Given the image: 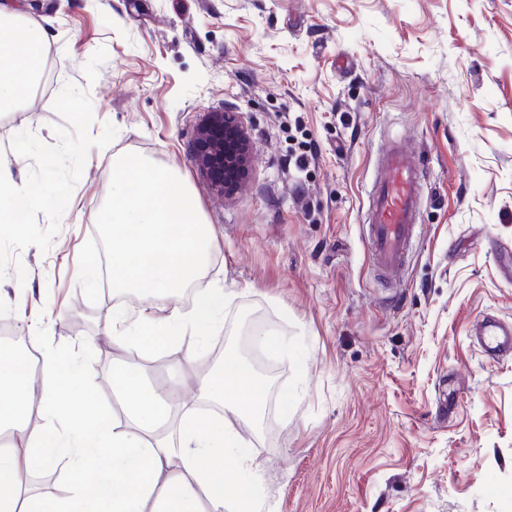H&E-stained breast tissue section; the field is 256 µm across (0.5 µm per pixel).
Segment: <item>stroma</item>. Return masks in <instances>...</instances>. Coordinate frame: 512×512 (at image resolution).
Returning <instances> with one entry per match:
<instances>
[{"instance_id":"stroma-1","label":"stroma","mask_w":512,"mask_h":512,"mask_svg":"<svg viewBox=\"0 0 512 512\" xmlns=\"http://www.w3.org/2000/svg\"><path fill=\"white\" fill-rule=\"evenodd\" d=\"M35 26L44 86L0 110V157L25 183L11 140L52 144L65 83L88 92L91 149L48 251L25 248V283L0 280V320L40 325L84 359L83 386L124 428L112 372L147 366L171 422L196 399L195 368L248 333L269 359L259 416L237 424L267 512H512V356L487 359L469 328L512 322V0H0ZM211 112L251 141L241 188L212 192L193 156ZM421 151L424 199L403 278L375 275L363 216L375 156ZM133 152L176 172L216 243L196 289L234 298L203 349L131 348L105 332L121 295L89 303L78 254L95 233L112 167ZM308 154L305 169L295 158ZM287 341L269 356L261 334ZM456 407L439 420L436 403Z\"/></svg>"}]
</instances>
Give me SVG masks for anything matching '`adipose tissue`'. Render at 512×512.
Returning <instances> with one entry per match:
<instances>
[{
  "instance_id": "obj_1",
  "label": "adipose tissue",
  "mask_w": 512,
  "mask_h": 512,
  "mask_svg": "<svg viewBox=\"0 0 512 512\" xmlns=\"http://www.w3.org/2000/svg\"><path fill=\"white\" fill-rule=\"evenodd\" d=\"M0 108L10 107L32 89L40 67V39L35 27L0 16ZM232 299L212 288L197 296L191 308H169L165 315L112 312L113 337L129 345L167 349L184 341L202 343L206 331ZM75 357L46 350L26 356L0 346V512H262L260 502L243 491L259 474L230 424L202 417L196 404L186 403L176 429H169L168 404L162 389L147 385L139 365L117 370L116 394L139 429L129 436L117 429L92 395L63 389L60 380L77 382ZM42 394H35V385ZM201 398L247 415L262 405V387L251 367L228 357L197 379ZM38 402L45 418L43 431L15 441L23 432L24 410ZM236 455L237 473L226 478L216 464ZM182 470L169 472L172 461ZM66 466L72 480L66 496L34 493L29 471L35 466Z\"/></svg>"
}]
</instances>
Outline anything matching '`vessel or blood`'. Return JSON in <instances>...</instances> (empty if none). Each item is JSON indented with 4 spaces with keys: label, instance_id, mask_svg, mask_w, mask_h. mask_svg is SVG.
<instances>
[{
    "label": "vessel or blood",
    "instance_id": "b4317fda",
    "mask_svg": "<svg viewBox=\"0 0 512 512\" xmlns=\"http://www.w3.org/2000/svg\"><path fill=\"white\" fill-rule=\"evenodd\" d=\"M423 160L417 151L394 142L379 153L364 213L365 240L371 264L385 280L401 279L415 241L423 198ZM473 339L489 359L512 354V324L483 316Z\"/></svg>",
    "mask_w": 512,
    "mask_h": 512
}]
</instances>
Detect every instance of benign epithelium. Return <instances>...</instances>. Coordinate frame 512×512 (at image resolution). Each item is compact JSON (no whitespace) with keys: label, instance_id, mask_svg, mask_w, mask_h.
Instances as JSON below:
<instances>
[{"label":"benign epithelium","instance_id":"obj_1","mask_svg":"<svg viewBox=\"0 0 512 512\" xmlns=\"http://www.w3.org/2000/svg\"><path fill=\"white\" fill-rule=\"evenodd\" d=\"M251 158L247 131L235 112H211L197 129L194 164L224 195L232 194Z\"/></svg>","mask_w":512,"mask_h":512}]
</instances>
